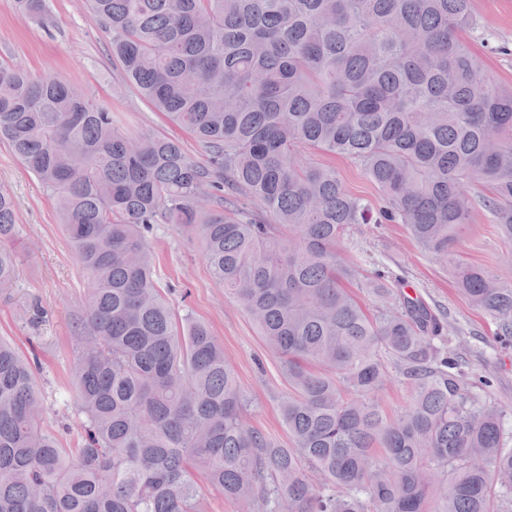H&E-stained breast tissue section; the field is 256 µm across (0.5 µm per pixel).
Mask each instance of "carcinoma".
Listing matches in <instances>:
<instances>
[{"mask_svg":"<svg viewBox=\"0 0 512 512\" xmlns=\"http://www.w3.org/2000/svg\"><path fill=\"white\" fill-rule=\"evenodd\" d=\"M87 2L124 79L205 158L0 62V141L56 197L87 282L75 447L41 424L37 360L0 338V512H205L207 491L246 512H512L491 379L436 344L444 315L336 254L354 224H402L512 341V285L455 251L477 203L512 240V87L467 44L470 0ZM16 7L40 19L45 0ZM304 148L358 164L383 206ZM16 223L0 187V290ZM160 223L201 238L279 359L287 444L245 423L211 329L176 325L154 278ZM352 284L398 304L372 312ZM387 358L413 391L394 416L378 400Z\"/></svg>","mask_w":512,"mask_h":512,"instance_id":"obj_1","label":"carcinoma"}]
</instances>
